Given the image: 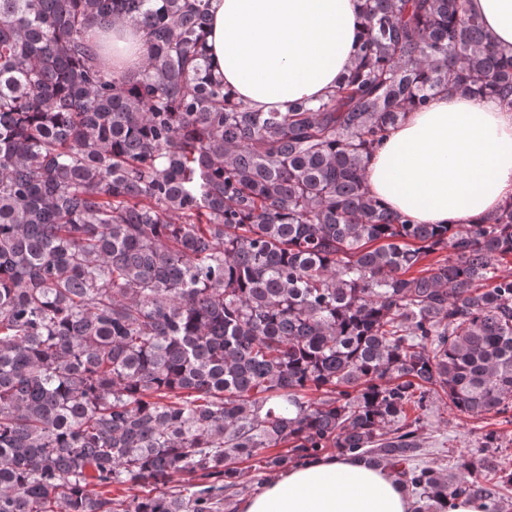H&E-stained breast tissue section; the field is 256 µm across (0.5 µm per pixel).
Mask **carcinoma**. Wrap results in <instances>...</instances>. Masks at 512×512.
Returning <instances> with one entry per match:
<instances>
[{
    "instance_id": "carcinoma-1",
    "label": "carcinoma",
    "mask_w": 512,
    "mask_h": 512,
    "mask_svg": "<svg viewBox=\"0 0 512 512\" xmlns=\"http://www.w3.org/2000/svg\"><path fill=\"white\" fill-rule=\"evenodd\" d=\"M467 2L363 0L329 98L256 112L211 75L210 0H0V512H218L239 463L330 452L414 512H503L497 434L444 473L420 423L512 412V199L457 229L365 182L435 94L512 110ZM116 25L145 31L120 72L89 37Z\"/></svg>"
}]
</instances>
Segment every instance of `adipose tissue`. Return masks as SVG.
<instances>
[{"label": "adipose tissue", "instance_id": "ef3b65f1", "mask_svg": "<svg viewBox=\"0 0 512 512\" xmlns=\"http://www.w3.org/2000/svg\"><path fill=\"white\" fill-rule=\"evenodd\" d=\"M363 0H212L210 69L252 108L284 112L332 93L355 63ZM512 53V0H470ZM370 193L417 224H471L512 198V111L441 93L407 112L371 154ZM239 512H411L393 472L348 457L289 469Z\"/></svg>", "mask_w": 512, "mask_h": 512}]
</instances>
